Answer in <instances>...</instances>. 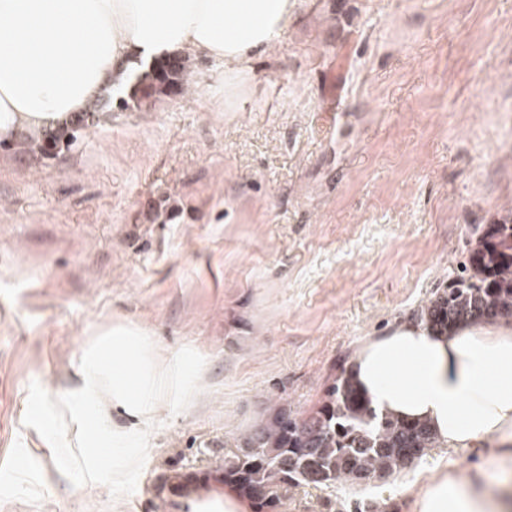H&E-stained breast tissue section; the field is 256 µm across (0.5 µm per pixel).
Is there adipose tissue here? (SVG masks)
<instances>
[{
	"mask_svg": "<svg viewBox=\"0 0 512 512\" xmlns=\"http://www.w3.org/2000/svg\"><path fill=\"white\" fill-rule=\"evenodd\" d=\"M291 9V0H0V142L66 128L103 89H121L138 60L190 48L247 73L252 54L285 34ZM349 366L378 413L427 421L440 448L512 459V322L437 336L403 321L364 342ZM194 377L139 326L112 325L83 353L77 387L41 408L44 440L64 448L72 427L84 430L83 460L120 502L161 402L191 394ZM112 412L129 425H111ZM414 512H512V497L444 475Z\"/></svg>",
	"mask_w": 512,
	"mask_h": 512,
	"instance_id": "obj_1",
	"label": "adipose tissue"
}]
</instances>
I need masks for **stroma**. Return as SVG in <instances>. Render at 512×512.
<instances>
[{"mask_svg":"<svg viewBox=\"0 0 512 512\" xmlns=\"http://www.w3.org/2000/svg\"><path fill=\"white\" fill-rule=\"evenodd\" d=\"M187 58L186 94L113 110L71 154L0 148V512H159L176 473L308 410L512 222V0H299L248 80ZM129 322L190 355L199 388L166 402L116 509L103 480L64 477L40 408ZM479 469L499 476L489 449H432L281 512H412L436 471Z\"/></svg>","mask_w":512,"mask_h":512,"instance_id":"obj_1","label":"stroma"}]
</instances>
